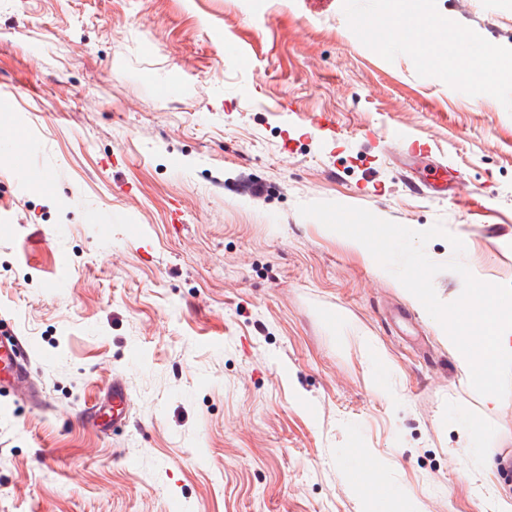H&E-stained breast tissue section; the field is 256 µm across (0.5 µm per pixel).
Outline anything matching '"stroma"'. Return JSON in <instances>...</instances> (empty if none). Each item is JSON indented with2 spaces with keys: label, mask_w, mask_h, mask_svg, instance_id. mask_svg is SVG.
I'll return each mask as SVG.
<instances>
[{
  "label": "stroma",
  "mask_w": 512,
  "mask_h": 512,
  "mask_svg": "<svg viewBox=\"0 0 512 512\" xmlns=\"http://www.w3.org/2000/svg\"><path fill=\"white\" fill-rule=\"evenodd\" d=\"M436 2L512 47V0ZM0 88V150L54 179L0 166V325L47 401L0 388V512H363L370 473L411 512L512 505V395L485 403L402 284L298 212L442 224L512 285L498 100L384 60L342 0H0ZM396 132L447 197L406 186ZM116 376L130 422L103 434L80 412ZM470 419L496 452L471 474ZM0 164L6 165L24 178L39 181L44 185H49L52 177L41 169L34 168L29 164L27 156L22 152L5 151L0 154Z\"/></svg>",
  "instance_id": "obj_1"
}]
</instances>
